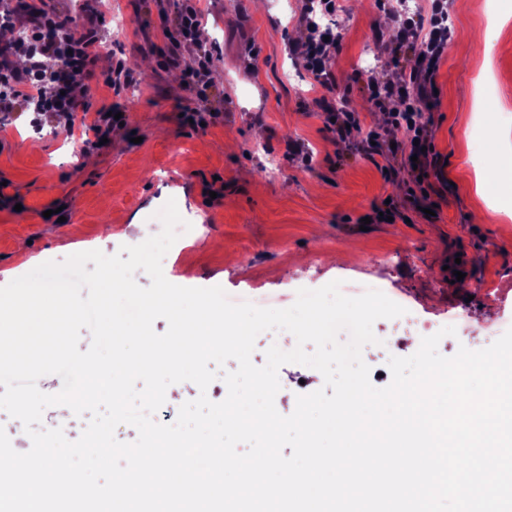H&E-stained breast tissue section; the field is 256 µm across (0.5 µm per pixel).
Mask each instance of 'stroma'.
I'll use <instances>...</instances> for the list:
<instances>
[{
    "instance_id": "obj_1",
    "label": "stroma",
    "mask_w": 512,
    "mask_h": 512,
    "mask_svg": "<svg viewBox=\"0 0 512 512\" xmlns=\"http://www.w3.org/2000/svg\"><path fill=\"white\" fill-rule=\"evenodd\" d=\"M194 3L215 59L211 100L223 121L204 130L184 124L181 112L193 99L182 73L194 57L165 66L167 22L155 0H108L103 9L96 70L124 59L133 91L79 80L92 109L72 113L65 134L55 120L40 124L30 112L0 114V182L15 197L0 204V286L63 261L76 243L107 255L142 243L155 211L172 199L184 221L207 224L205 235L165 255L173 284L266 293L286 308L301 288L346 278L382 282L410 313L373 325L377 341L362 357L375 387L391 381L389 356L413 354L412 337L455 325L438 345L451 357L512 328V211L503 207L512 186L478 181L482 157L471 148L482 134L486 156L512 158V0H448L438 93L424 110L443 171L426 187L431 215L406 205V186L385 175L384 156L357 149L384 122L364 91L368 78L402 74L380 40L407 9L429 13V0H340L329 94L290 51L306 34L305 0H263L259 8L254 0ZM115 104L123 127L110 145L84 150L97 110ZM331 108L359 115L346 141L325 122ZM40 126L50 137L37 134ZM134 135L139 143H131ZM292 143L308 147L310 163L289 154ZM385 199L402 205L404 221L361 230L362 218ZM459 254L482 260L463 280L445 281V265ZM278 378L275 406L284 415L297 395L324 385L319 371L295 363Z\"/></svg>"
}]
</instances>
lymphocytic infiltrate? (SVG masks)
<instances>
[{"label": "lymphocytic infiltrate", "mask_w": 512, "mask_h": 512, "mask_svg": "<svg viewBox=\"0 0 512 512\" xmlns=\"http://www.w3.org/2000/svg\"><path fill=\"white\" fill-rule=\"evenodd\" d=\"M430 15L413 14L400 19L393 40L384 48L393 57L409 56L408 75L395 81L371 79L369 100L387 115L386 126L372 129L362 146L364 153H376L385 143L389 128L405 129L416 138L409 156L403 157L398 172L406 184H417L428 174L427 147L430 135L421 107L434 94L435 75L448 42V10L445 0H432ZM99 11L87 6L82 20L59 16L25 5L17 19L26 32L23 39L0 45V112L26 107L38 114L58 115L77 111L80 102L72 94L78 78L89 75L96 62L99 38L94 21ZM200 15L193 0H180L171 29L166 32L169 65H178L183 53L195 55V65L186 75L188 87L198 100L183 117L194 124L209 123L217 114L206 107V91L211 84L213 55L199 46ZM334 28L308 21L306 35L296 46L304 68L315 82L333 90L335 77L328 65L327 40Z\"/></svg>", "instance_id": "lymphocytic-infiltrate-1"}]
</instances>
